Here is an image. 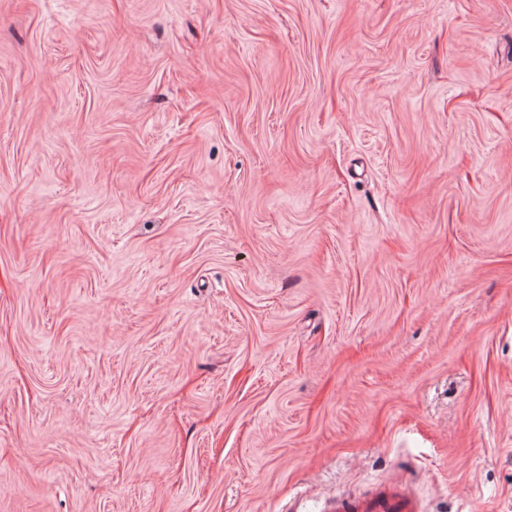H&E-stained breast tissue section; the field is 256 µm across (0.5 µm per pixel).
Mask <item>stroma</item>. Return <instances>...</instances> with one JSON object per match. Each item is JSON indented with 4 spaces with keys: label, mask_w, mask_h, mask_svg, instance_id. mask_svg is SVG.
<instances>
[{
    "label": "stroma",
    "mask_w": 512,
    "mask_h": 512,
    "mask_svg": "<svg viewBox=\"0 0 512 512\" xmlns=\"http://www.w3.org/2000/svg\"><path fill=\"white\" fill-rule=\"evenodd\" d=\"M512 512V0H0V512ZM397 509L401 512H418L419 509L407 489L400 484L387 487L382 496L375 500L337 499L332 506L334 512H387Z\"/></svg>",
    "instance_id": "1"
}]
</instances>
